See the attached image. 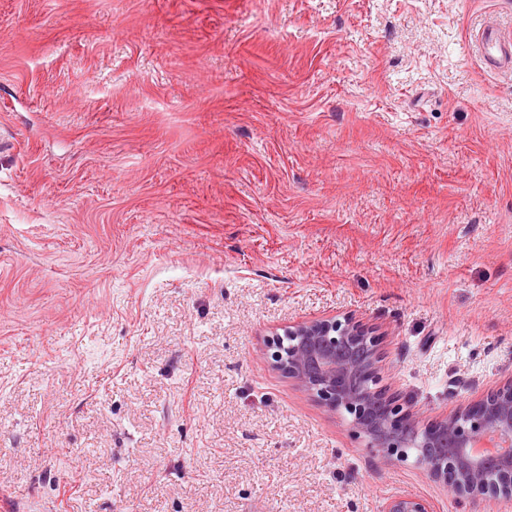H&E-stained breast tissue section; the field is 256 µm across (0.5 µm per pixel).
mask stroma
<instances>
[{
    "label": "stroma",
    "instance_id": "stroma-1",
    "mask_svg": "<svg viewBox=\"0 0 512 512\" xmlns=\"http://www.w3.org/2000/svg\"><path fill=\"white\" fill-rule=\"evenodd\" d=\"M489 20L512 0H0V512H470L268 342L354 317L430 423L512 376ZM382 512H435L434 506L419 496H396L388 499Z\"/></svg>",
    "mask_w": 512,
    "mask_h": 512
}]
</instances>
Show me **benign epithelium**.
Masks as SVG:
<instances>
[{
    "label": "benign epithelium",
    "instance_id": "7a95c632",
    "mask_svg": "<svg viewBox=\"0 0 512 512\" xmlns=\"http://www.w3.org/2000/svg\"><path fill=\"white\" fill-rule=\"evenodd\" d=\"M274 344V366L333 412L382 458H406L418 450L448 496L474 508L484 498L512 506V375L501 387L460 404L432 425L379 387L378 337L350 318L324 317L298 323ZM486 442L494 453L474 448ZM382 512H435L419 496L388 499Z\"/></svg>",
    "mask_w": 512,
    "mask_h": 512
}]
</instances>
